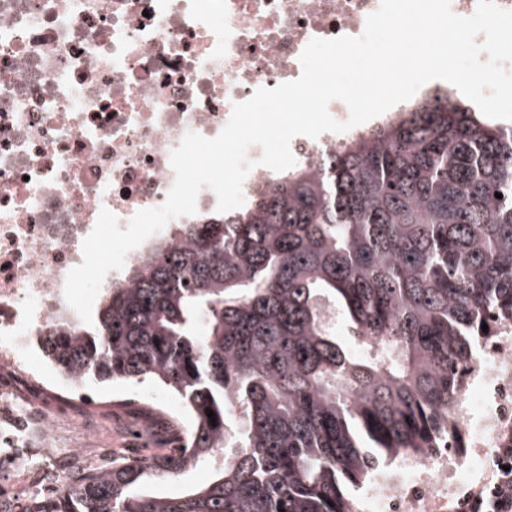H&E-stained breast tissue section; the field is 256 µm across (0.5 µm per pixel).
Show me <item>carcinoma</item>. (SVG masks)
<instances>
[{"label": "carcinoma", "mask_w": 512, "mask_h": 512, "mask_svg": "<svg viewBox=\"0 0 512 512\" xmlns=\"http://www.w3.org/2000/svg\"><path fill=\"white\" fill-rule=\"evenodd\" d=\"M182 232L43 351L83 383L165 387L193 427L48 512H352L345 486L455 441L482 325L512 323V126L437 87ZM199 464L181 495L134 492Z\"/></svg>", "instance_id": "cac0c4a2"}]
</instances>
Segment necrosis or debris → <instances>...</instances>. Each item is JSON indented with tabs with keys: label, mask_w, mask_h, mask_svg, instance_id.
Instances as JSON below:
<instances>
[{
	"label": "necrosis or debris",
	"mask_w": 512,
	"mask_h": 512,
	"mask_svg": "<svg viewBox=\"0 0 512 512\" xmlns=\"http://www.w3.org/2000/svg\"><path fill=\"white\" fill-rule=\"evenodd\" d=\"M380 4L0 0V512H41L67 470L94 472L113 456L86 447L83 424L66 417L94 392L38 356L59 319L76 316L66 277L100 212L124 225L160 206L186 133L216 137L234 104L300 76L311 39L361 35ZM346 135L294 137L297 167L317 168ZM472 379L457 402L461 429L500 447L512 433V340L483 346ZM104 401L184 426L176 405L149 392L122 386ZM477 467L444 448L403 458L368 489L369 512H421Z\"/></svg>",
	"instance_id": "necrosis-or-debris-1"
}]
</instances>
